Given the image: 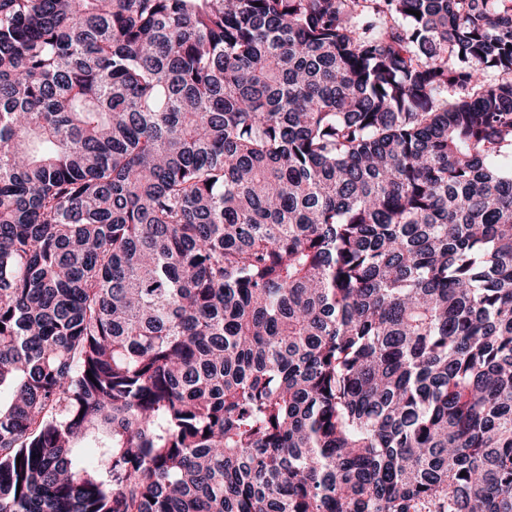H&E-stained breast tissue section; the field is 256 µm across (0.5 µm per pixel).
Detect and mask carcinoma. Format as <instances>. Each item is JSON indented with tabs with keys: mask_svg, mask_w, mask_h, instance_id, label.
<instances>
[{
	"mask_svg": "<svg viewBox=\"0 0 512 512\" xmlns=\"http://www.w3.org/2000/svg\"><path fill=\"white\" fill-rule=\"evenodd\" d=\"M0 324V512H512V0H0Z\"/></svg>",
	"mask_w": 512,
	"mask_h": 512,
	"instance_id": "cac0c4a2",
	"label": "carcinoma"
}]
</instances>
